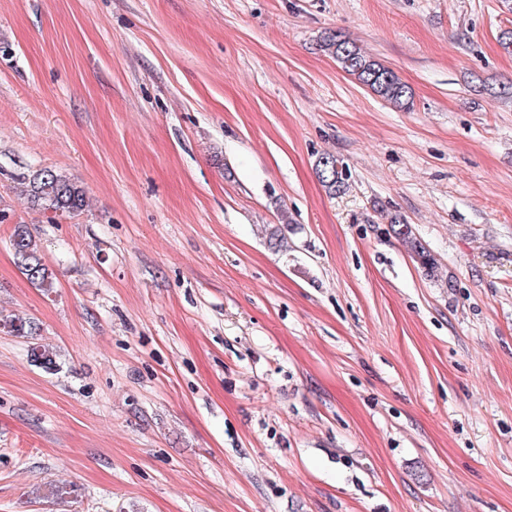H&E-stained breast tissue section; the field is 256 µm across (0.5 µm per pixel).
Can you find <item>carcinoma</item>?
<instances>
[{"label": "carcinoma", "instance_id": "carcinoma-1", "mask_svg": "<svg viewBox=\"0 0 512 512\" xmlns=\"http://www.w3.org/2000/svg\"><path fill=\"white\" fill-rule=\"evenodd\" d=\"M317 47L318 50L332 56L340 68L360 85L368 88L394 108L400 110L413 108V92L397 73L341 32L331 30L324 32L319 37ZM316 174L331 195L341 194L347 189L343 170L339 169L338 159L332 154H323L318 158ZM19 185L20 193L32 208L50 213L55 218L78 216L87 207L85 190L66 175L50 168L39 169L22 177ZM390 224L395 236L415 253L427 273L434 274V259L415 236L411 225L396 214L390 217ZM12 248L18 266L30 282L46 292L52 291L53 272L43 262L36 244L21 225L14 231ZM0 330L14 336L39 335V327L35 323L16 317L1 318ZM30 356L48 373L59 370L56 353L45 345L31 348Z\"/></svg>", "mask_w": 512, "mask_h": 512}]
</instances>
